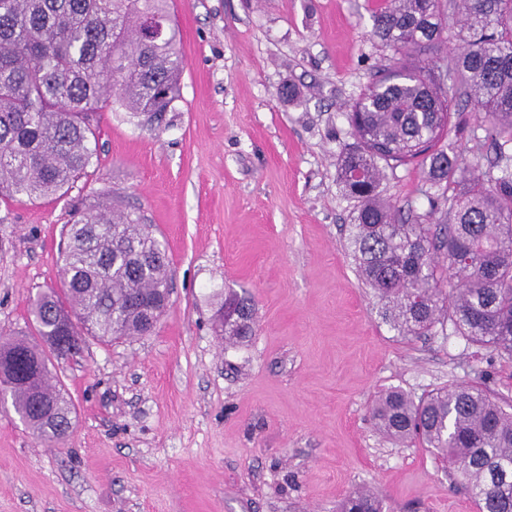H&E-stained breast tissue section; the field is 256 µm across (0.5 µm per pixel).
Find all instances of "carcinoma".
<instances>
[{
  "mask_svg": "<svg viewBox=\"0 0 512 512\" xmlns=\"http://www.w3.org/2000/svg\"><path fill=\"white\" fill-rule=\"evenodd\" d=\"M462 50L436 80L424 55L448 40L442 0H385L370 39L394 52L345 112L353 142L337 180L357 203L347 252L400 336L456 332L512 359V0H454ZM185 62L169 0H0V197L60 198L98 160L94 116L107 108L162 131ZM471 106L491 130L487 164L461 158L452 114ZM427 168L429 211L403 214L379 191L386 169ZM445 207L438 224L429 220ZM60 254L63 288L30 297L37 336L0 340V392L41 441H64L75 407L50 385L52 358L91 337L110 345L151 332L170 301L166 246L135 212L76 208ZM236 322L228 325L225 316ZM224 338L255 335L254 304L234 291L218 310ZM372 419L396 442L417 441L449 463L478 512H512V412L476 384L419 400L378 395ZM337 512H383L370 489Z\"/></svg>",
  "mask_w": 512,
  "mask_h": 512,
  "instance_id": "obj_1",
  "label": "carcinoma"
}]
</instances>
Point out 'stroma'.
I'll use <instances>...</instances> for the list:
<instances>
[{"mask_svg":"<svg viewBox=\"0 0 512 512\" xmlns=\"http://www.w3.org/2000/svg\"><path fill=\"white\" fill-rule=\"evenodd\" d=\"M381 0H172L186 66L162 132L98 113L99 162L63 198H0V334L61 287L71 203L134 211L164 239L170 306L147 336L86 340L52 372L72 434L35 438L0 409V512H336L365 486L384 512H476L430 449L370 418L378 393L483 384L512 405V361L453 325L397 335L346 252L356 203L336 178L348 106L385 64ZM294 85L292 100L278 97ZM383 196L428 211L420 166ZM245 290L256 334L217 336L219 294Z\"/></svg>","mask_w":512,"mask_h":512,"instance_id":"stroma-1","label":"stroma"}]
</instances>
